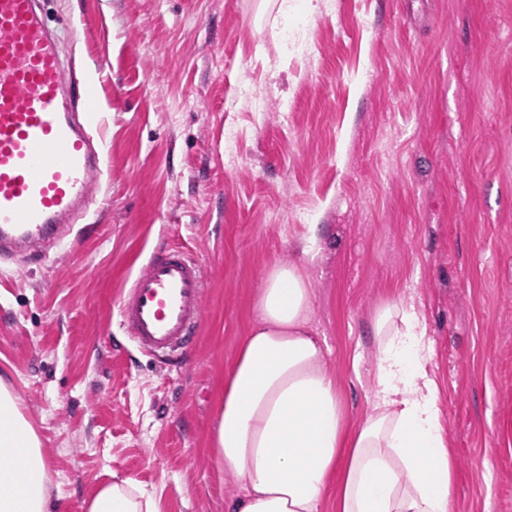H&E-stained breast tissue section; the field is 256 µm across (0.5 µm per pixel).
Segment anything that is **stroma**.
<instances>
[{"mask_svg": "<svg viewBox=\"0 0 512 512\" xmlns=\"http://www.w3.org/2000/svg\"><path fill=\"white\" fill-rule=\"evenodd\" d=\"M279 2L46 0L50 26L76 28L77 76L112 84L95 204L43 260L0 259V371L42 441L51 512H84L115 477L165 512H226L240 485L210 459L217 399L276 263L310 279L349 423L369 409L377 308L424 315L449 512H512V0ZM161 245L206 277L179 368L118 315Z\"/></svg>", "mask_w": 512, "mask_h": 512, "instance_id": "obj_1", "label": "stroma"}]
</instances>
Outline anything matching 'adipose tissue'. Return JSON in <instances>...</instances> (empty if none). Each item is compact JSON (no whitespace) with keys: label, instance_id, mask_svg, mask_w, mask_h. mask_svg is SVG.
<instances>
[{"label":"adipose tissue","instance_id":"ef3b65f1","mask_svg":"<svg viewBox=\"0 0 512 512\" xmlns=\"http://www.w3.org/2000/svg\"><path fill=\"white\" fill-rule=\"evenodd\" d=\"M256 307L218 398L211 458L241 484L227 512H449L455 479L428 370L433 348L422 315L397 301L371 324L376 347L370 411L348 426L327 345L311 325L312 290L293 264L267 269ZM0 512H50L42 444L14 393L0 382ZM86 512H164L160 497L128 479L99 486Z\"/></svg>","mask_w":512,"mask_h":512}]
</instances>
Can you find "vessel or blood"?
<instances>
[{
    "label": "vessel or blood",
    "mask_w": 512,
    "mask_h": 512,
    "mask_svg": "<svg viewBox=\"0 0 512 512\" xmlns=\"http://www.w3.org/2000/svg\"><path fill=\"white\" fill-rule=\"evenodd\" d=\"M40 0H0V254L43 257L64 223L89 206L102 154L74 111H94L97 86L66 80L61 38ZM200 263L153 250L123 292L119 313L138 349L178 364L204 314Z\"/></svg>",
    "instance_id": "1"
}]
</instances>
